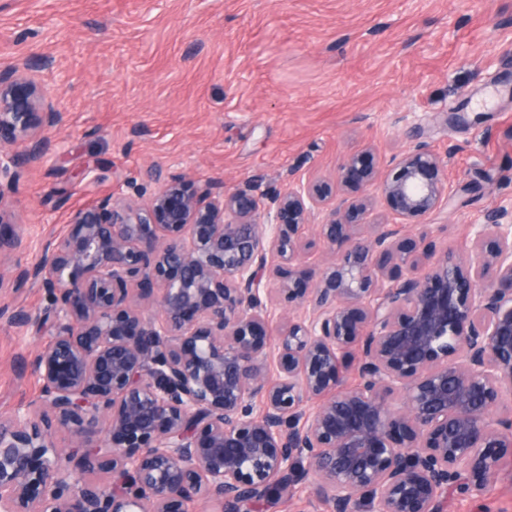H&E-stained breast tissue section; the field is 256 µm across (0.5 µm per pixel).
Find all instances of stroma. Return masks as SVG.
I'll return each instance as SVG.
<instances>
[{
	"instance_id": "1",
	"label": "stroma",
	"mask_w": 512,
	"mask_h": 512,
	"mask_svg": "<svg viewBox=\"0 0 512 512\" xmlns=\"http://www.w3.org/2000/svg\"><path fill=\"white\" fill-rule=\"evenodd\" d=\"M24 61L65 120L5 197L21 242L0 257V306L48 316L18 270L73 211L150 197L152 167L215 194L283 192L334 180L364 146L382 167L423 140L449 155L457 194L426 219L438 250L468 248L486 210L512 205V0H0V70ZM48 339L0 319V415L38 408ZM262 512L333 508L309 480ZM442 512H512V462Z\"/></svg>"
}]
</instances>
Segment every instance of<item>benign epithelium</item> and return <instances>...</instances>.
I'll return each instance as SVG.
<instances>
[{
	"label": "benign epithelium",
	"instance_id": "7a95c632",
	"mask_svg": "<svg viewBox=\"0 0 512 512\" xmlns=\"http://www.w3.org/2000/svg\"><path fill=\"white\" fill-rule=\"evenodd\" d=\"M62 122L31 66L0 70V201ZM369 154L332 186L270 194L150 168L149 199L75 211L18 272L47 289L53 332L35 357L41 413L0 419V512H253L311 477L334 512L481 496L512 460V413L496 412L512 402V207L471 226L470 251L438 257L399 225L448 207L447 158L420 142L379 170ZM378 195L390 222L369 220ZM8 224L0 209V256L19 243Z\"/></svg>",
	"mask_w": 512,
	"mask_h": 512
}]
</instances>
